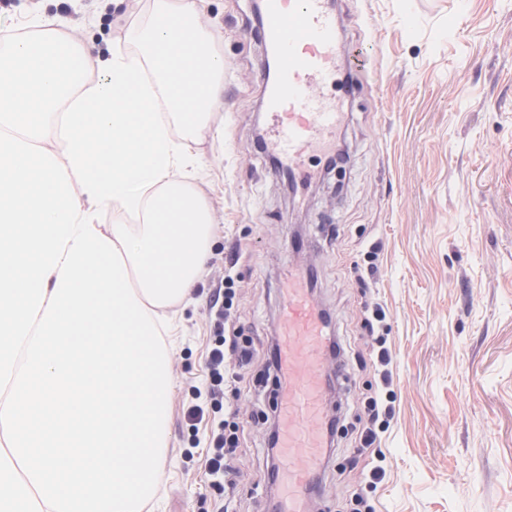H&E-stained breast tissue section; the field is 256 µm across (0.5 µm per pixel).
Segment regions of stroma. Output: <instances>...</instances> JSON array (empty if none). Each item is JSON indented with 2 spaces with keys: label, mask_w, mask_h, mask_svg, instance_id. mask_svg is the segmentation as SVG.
I'll list each match as a JSON object with an SVG mask.
<instances>
[{
  "label": "stroma",
  "mask_w": 512,
  "mask_h": 512,
  "mask_svg": "<svg viewBox=\"0 0 512 512\" xmlns=\"http://www.w3.org/2000/svg\"><path fill=\"white\" fill-rule=\"evenodd\" d=\"M147 2L11 0L0 22L64 16L68 33L104 57L146 18ZM337 13L340 41L367 56L336 133L346 159L332 170L312 159L313 181L290 185L258 145L269 123L254 4L206 0L224 57L211 129L196 146L213 244L166 342L168 447L144 512L212 510L208 433L183 409L207 382L214 288L232 277L244 335L275 336L288 271L302 263L346 349L324 400L340 423L313 512H350L357 493L372 512H512V0H338ZM373 243L378 270L362 283L355 270ZM378 306L386 317L366 330ZM379 337L385 367L371 359ZM386 387L394 414L351 466L362 402ZM280 394L262 361L246 370L235 401L238 512H265L270 498L265 419ZM375 466L386 472L377 485Z\"/></svg>",
  "instance_id": "obj_1"
}]
</instances>
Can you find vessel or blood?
<instances>
[{
    "mask_svg": "<svg viewBox=\"0 0 512 512\" xmlns=\"http://www.w3.org/2000/svg\"><path fill=\"white\" fill-rule=\"evenodd\" d=\"M330 0H263L260 39L276 57L267 86L270 145L292 179H307L305 160L336 137L341 114L326 82L342 71L336 59V17ZM285 323L281 362L288 380L283 395L278 512H308L309 486L320 465L324 435L319 426L323 355L329 339L317 301L303 274L288 276L282 303Z\"/></svg>",
    "mask_w": 512,
    "mask_h": 512,
    "instance_id": "1",
    "label": "vessel or blood"
}]
</instances>
